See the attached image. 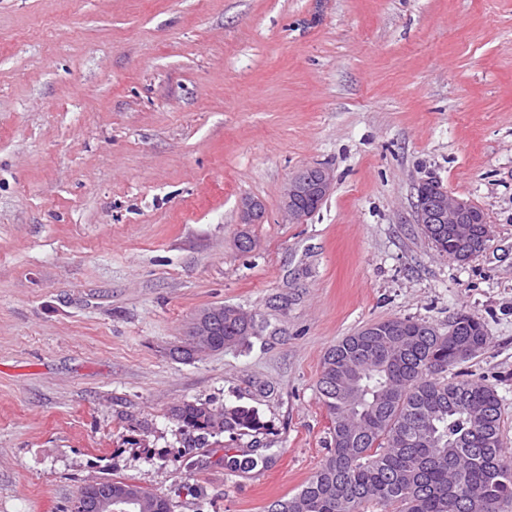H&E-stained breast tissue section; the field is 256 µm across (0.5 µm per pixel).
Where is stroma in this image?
Wrapping results in <instances>:
<instances>
[{"label": "stroma", "instance_id": "obj_1", "mask_svg": "<svg viewBox=\"0 0 512 512\" xmlns=\"http://www.w3.org/2000/svg\"><path fill=\"white\" fill-rule=\"evenodd\" d=\"M310 167L334 189L297 223ZM427 178L484 211L483 253L414 224ZM218 305L256 335L173 359ZM461 314L487 344L456 371L512 451V0H0V512H71L103 478L267 512L329 454L326 349ZM186 400L265 427L184 447ZM333 188L331 173L324 168L315 167L301 171L288 182L282 207L292 218L306 217L300 207L302 204L320 206ZM264 204L261 200L244 197L239 202V211H240V223L244 224L243 230L240 231L239 235V246L241 243H247L248 232L246 229L247 225L245 224H257L264 214Z\"/></svg>", "mask_w": 512, "mask_h": 512}]
</instances>
